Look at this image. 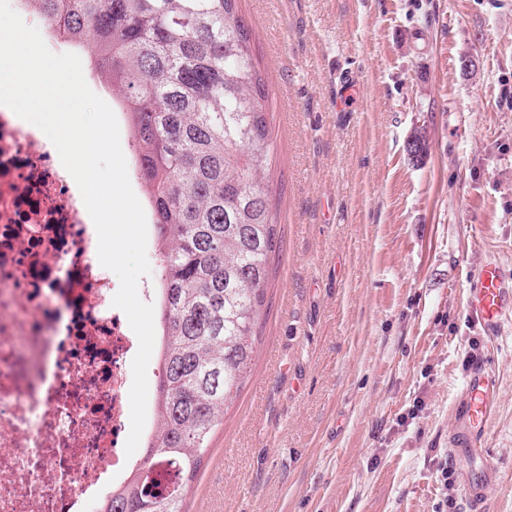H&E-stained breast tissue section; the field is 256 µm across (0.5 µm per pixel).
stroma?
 I'll use <instances>...</instances> for the list:
<instances>
[{
  "label": "stroma",
  "instance_id": "obj_1",
  "mask_svg": "<svg viewBox=\"0 0 512 512\" xmlns=\"http://www.w3.org/2000/svg\"><path fill=\"white\" fill-rule=\"evenodd\" d=\"M238 12L269 97L281 249L256 356L184 512H466L461 465L448 480L441 467L485 359L486 512H512V316L491 337L466 305L486 263L512 286V0ZM345 73L357 92L340 101Z\"/></svg>",
  "mask_w": 512,
  "mask_h": 512
}]
</instances>
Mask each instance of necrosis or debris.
Instances as JSON below:
<instances>
[{
  "instance_id": "obj_1",
  "label": "necrosis or debris",
  "mask_w": 512,
  "mask_h": 512,
  "mask_svg": "<svg viewBox=\"0 0 512 512\" xmlns=\"http://www.w3.org/2000/svg\"><path fill=\"white\" fill-rule=\"evenodd\" d=\"M95 234L47 136L0 110V512H98L127 479L139 341Z\"/></svg>"
}]
</instances>
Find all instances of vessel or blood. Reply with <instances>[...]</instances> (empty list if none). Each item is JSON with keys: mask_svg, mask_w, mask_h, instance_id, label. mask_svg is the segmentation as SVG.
<instances>
[{"mask_svg": "<svg viewBox=\"0 0 512 512\" xmlns=\"http://www.w3.org/2000/svg\"><path fill=\"white\" fill-rule=\"evenodd\" d=\"M468 309L487 333L500 329L504 316L512 311V294L506 290L501 270L494 265L483 266L467 292ZM498 388L485 363L472 369L453 414L454 427L448 446L454 458L468 462L482 454L485 428L497 403ZM495 471L490 465L468 470L463 483V498L468 512H485L486 489L493 482Z\"/></svg>", "mask_w": 512, "mask_h": 512, "instance_id": "vessel-or-blood-1", "label": "vessel or blood"}]
</instances>
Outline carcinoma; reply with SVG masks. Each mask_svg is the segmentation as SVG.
I'll use <instances>...</instances> for the list:
<instances>
[{"label": "carcinoma", "instance_id": "obj_1", "mask_svg": "<svg viewBox=\"0 0 512 512\" xmlns=\"http://www.w3.org/2000/svg\"><path fill=\"white\" fill-rule=\"evenodd\" d=\"M108 84L159 256L156 426L100 512H183L255 357L281 245L268 94L238 0H33Z\"/></svg>", "mask_w": 512, "mask_h": 512}]
</instances>
